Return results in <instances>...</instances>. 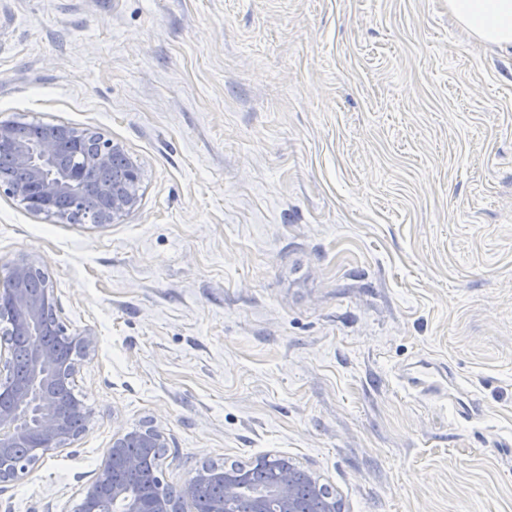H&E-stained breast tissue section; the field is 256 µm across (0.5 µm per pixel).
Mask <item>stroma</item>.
<instances>
[{
  "instance_id": "1",
  "label": "stroma",
  "mask_w": 512,
  "mask_h": 512,
  "mask_svg": "<svg viewBox=\"0 0 512 512\" xmlns=\"http://www.w3.org/2000/svg\"><path fill=\"white\" fill-rule=\"evenodd\" d=\"M99 131L139 207L63 224L0 190L94 423L0 485L75 512L113 436L160 478L285 455L344 512H512V54L448 0H0V121ZM426 355L482 413L394 374Z\"/></svg>"
}]
</instances>
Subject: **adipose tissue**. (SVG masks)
Here are the masks:
<instances>
[{
  "instance_id": "1",
  "label": "adipose tissue",
  "mask_w": 512,
  "mask_h": 512,
  "mask_svg": "<svg viewBox=\"0 0 512 512\" xmlns=\"http://www.w3.org/2000/svg\"><path fill=\"white\" fill-rule=\"evenodd\" d=\"M448 11L471 37L512 49V0H448Z\"/></svg>"
}]
</instances>
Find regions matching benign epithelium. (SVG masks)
I'll list each match as a JSON object with an SVG mask.
<instances>
[{
  "label": "benign epithelium",
  "instance_id": "1",
  "mask_svg": "<svg viewBox=\"0 0 512 512\" xmlns=\"http://www.w3.org/2000/svg\"><path fill=\"white\" fill-rule=\"evenodd\" d=\"M70 136L74 152L82 153V138L65 124L43 129L32 147L13 123L0 122V150L10 152L13 163L25 170L24 180L6 185V193L25 204L32 214L61 223L68 222L69 211L79 206L80 195L74 187L85 182L88 171L102 172L113 157L125 155L121 145L108 140L94 155L92 168L64 166L61 176L54 177L48 169L59 166L60 141ZM127 162V176L99 184L105 205L101 212L88 215L89 223L110 224L138 207L140 165L131 157ZM34 271L42 268L21 256L0 274V326L39 336L46 328L44 313L56 308V301L48 288L27 287L28 276ZM56 329L71 354L66 356L51 344L42 345L29 359L25 379L16 383L9 376L13 347L8 342L0 345V484L24 478L45 455L72 445L93 422V412L85 409L81 428L75 431L66 414L79 406L71 388L77 366L73 355L90 353L96 337L70 334L59 324ZM165 447L164 428L154 421L136 423L115 434L102 458L99 476L80 490L79 512H106L108 502L123 506L124 512H198V492L208 485L222 490V499L213 512H236L241 491L252 478L247 467L204 463L191 473L177 495L166 491L158 478L146 488L122 478L123 472L137 473L147 467L157 472L159 449ZM249 512H342V508L318 477L291 462L251 499Z\"/></svg>",
  "mask_w": 512,
  "mask_h": 512
}]
</instances>
